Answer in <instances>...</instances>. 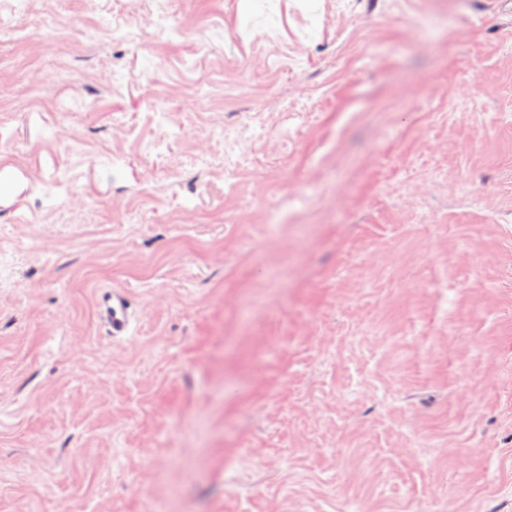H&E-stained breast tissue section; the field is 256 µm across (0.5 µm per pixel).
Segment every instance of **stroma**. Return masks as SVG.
<instances>
[{
  "mask_svg": "<svg viewBox=\"0 0 512 512\" xmlns=\"http://www.w3.org/2000/svg\"><path fill=\"white\" fill-rule=\"evenodd\" d=\"M510 26L0 0V512H512ZM96 307L101 321L111 336H124L129 332L134 314L127 305L125 290L100 288L97 293Z\"/></svg>",
  "mask_w": 512,
  "mask_h": 512,
  "instance_id": "stroma-1",
  "label": "stroma"
}]
</instances>
